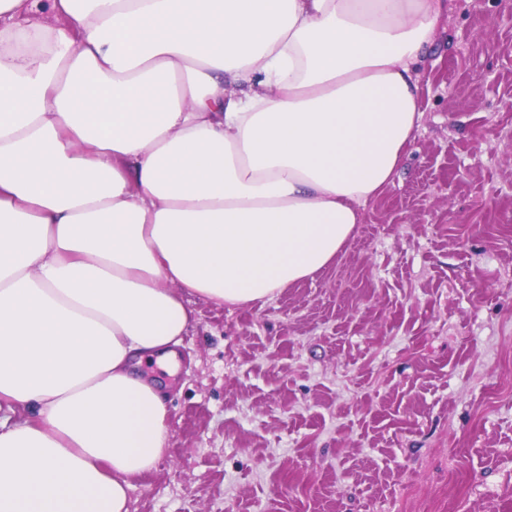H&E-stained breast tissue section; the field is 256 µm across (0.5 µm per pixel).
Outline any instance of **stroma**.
<instances>
[{"mask_svg": "<svg viewBox=\"0 0 512 512\" xmlns=\"http://www.w3.org/2000/svg\"><path fill=\"white\" fill-rule=\"evenodd\" d=\"M424 117L334 263L192 298L130 512H512V0H451Z\"/></svg>", "mask_w": 512, "mask_h": 512, "instance_id": "obj_1", "label": "stroma"}]
</instances>
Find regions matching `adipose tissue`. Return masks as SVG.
<instances>
[{
	"label": "adipose tissue",
	"mask_w": 512,
	"mask_h": 512,
	"mask_svg": "<svg viewBox=\"0 0 512 512\" xmlns=\"http://www.w3.org/2000/svg\"><path fill=\"white\" fill-rule=\"evenodd\" d=\"M449 0H0V512H129L193 295L326 267ZM32 408L34 419L15 420Z\"/></svg>",
	"instance_id": "obj_1"
}]
</instances>
